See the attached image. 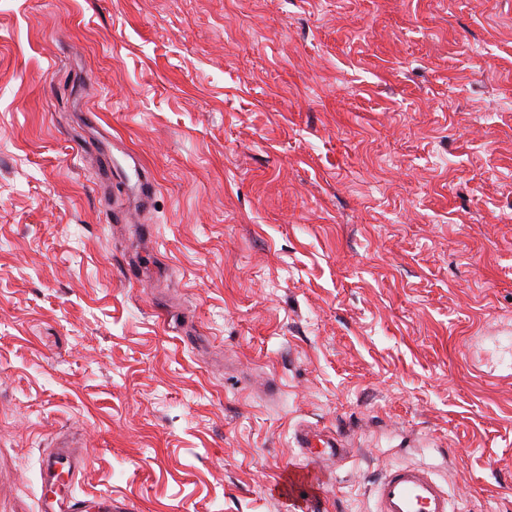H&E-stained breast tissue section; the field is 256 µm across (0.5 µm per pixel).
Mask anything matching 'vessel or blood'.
<instances>
[{"mask_svg":"<svg viewBox=\"0 0 512 512\" xmlns=\"http://www.w3.org/2000/svg\"><path fill=\"white\" fill-rule=\"evenodd\" d=\"M295 439L304 459L320 462L330 455H344L341 439L306 426L297 430ZM85 467V459L71 444L62 442L42 459L41 494L38 512H120L111 497L81 500L70 485ZM321 470L290 471L286 482L289 496L295 497L314 488ZM374 512H450V497L430 471L419 466H401L386 470L375 487Z\"/></svg>","mask_w":512,"mask_h":512,"instance_id":"obj_1","label":"vessel or blood"}]
</instances>
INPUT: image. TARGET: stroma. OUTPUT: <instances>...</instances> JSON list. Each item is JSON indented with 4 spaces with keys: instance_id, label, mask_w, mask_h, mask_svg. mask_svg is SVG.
I'll list each match as a JSON object with an SVG mask.
<instances>
[{
    "instance_id": "obj_1",
    "label": "stroma",
    "mask_w": 512,
    "mask_h": 512,
    "mask_svg": "<svg viewBox=\"0 0 512 512\" xmlns=\"http://www.w3.org/2000/svg\"><path fill=\"white\" fill-rule=\"evenodd\" d=\"M306 424L317 512H512V0H0V512L60 436L78 497L295 512ZM295 439L304 459L318 465V469L290 470L284 482L288 484V498L298 496L302 490L314 488L322 477L320 461L330 455L343 456L346 454L345 445L341 439L331 434H325L313 427H303L297 430ZM374 512H450V497L430 471L419 466L386 470L375 487Z\"/></svg>"
}]
</instances>
